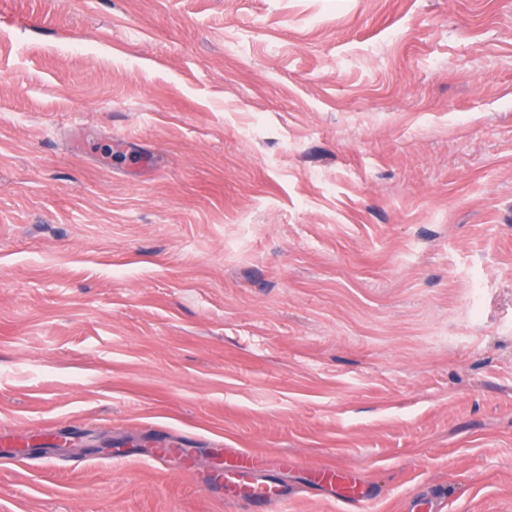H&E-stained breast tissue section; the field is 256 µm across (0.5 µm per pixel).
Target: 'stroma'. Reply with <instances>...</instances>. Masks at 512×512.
Wrapping results in <instances>:
<instances>
[{"mask_svg": "<svg viewBox=\"0 0 512 512\" xmlns=\"http://www.w3.org/2000/svg\"><path fill=\"white\" fill-rule=\"evenodd\" d=\"M47 430L0 512H245L241 449L284 512H512V0H0V434ZM250 457L241 453L237 465L212 476V483L224 490L225 485L236 486L244 491L247 506L275 507L288 500V488L271 478H257L248 472Z\"/></svg>", "mask_w": 512, "mask_h": 512, "instance_id": "35a3bbf8", "label": "stroma"}]
</instances>
